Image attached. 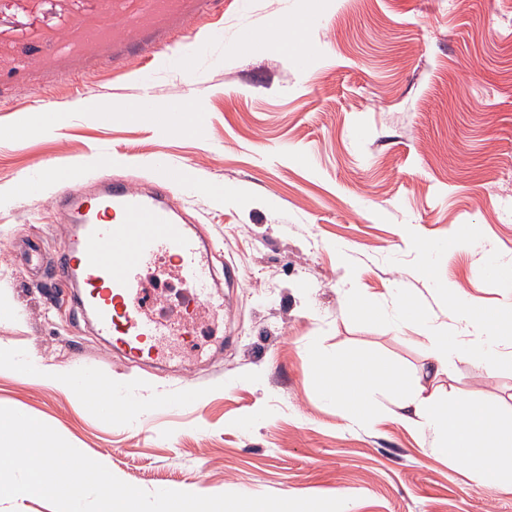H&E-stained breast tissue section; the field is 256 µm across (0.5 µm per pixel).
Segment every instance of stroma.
I'll use <instances>...</instances> for the list:
<instances>
[{
	"instance_id": "obj_1",
	"label": "stroma",
	"mask_w": 512,
	"mask_h": 512,
	"mask_svg": "<svg viewBox=\"0 0 512 512\" xmlns=\"http://www.w3.org/2000/svg\"><path fill=\"white\" fill-rule=\"evenodd\" d=\"M284 14L296 33L267 39ZM320 17L317 27L304 20ZM112 0H0V407L45 422L119 479L154 492L347 499L348 512H512V487L489 486L475 464L432 454L431 432L403 424L380 396L367 422L324 396L313 345L390 360L439 396L512 413V367L453 320L423 278L420 246L471 227L469 247L440 257L438 278L465 302L496 310L512 287V0H193L149 36L193 24L208 42L197 69L176 56L112 65V43L74 51L107 26ZM260 34L238 53L240 28ZM309 47L315 58L300 66ZM150 83L155 102L193 89L184 130L165 133L129 113ZM112 105L110 122L98 106ZM58 114L44 125L40 108ZM28 122L20 136L16 127ZM141 183L156 156L188 181L173 193L215 245L224 319L200 325V357L155 369L112 354L65 286L43 272L63 245L50 196L71 168ZM43 192L15 198L20 178ZM215 183L224 197L210 195ZM411 226L415 243L402 235ZM41 247L28 262V241ZM145 286L178 317L188 288L162 268ZM460 337L468 355L437 371L418 322L395 316L399 292ZM75 382L111 384L148 414L104 418L77 393L26 379L31 357Z\"/></svg>"
}]
</instances>
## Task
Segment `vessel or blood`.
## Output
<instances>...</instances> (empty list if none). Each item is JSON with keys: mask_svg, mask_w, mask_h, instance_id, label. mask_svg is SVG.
<instances>
[{"mask_svg": "<svg viewBox=\"0 0 512 512\" xmlns=\"http://www.w3.org/2000/svg\"><path fill=\"white\" fill-rule=\"evenodd\" d=\"M127 2L112 0L113 39L135 38L147 18L172 11L178 0H138L134 10ZM137 109L150 126L170 130L177 124L176 113L154 110L150 94L141 95ZM172 185L173 167L161 159L148 187L116 178L87 196L73 195L66 185L53 197L70 230L51 280L76 287L78 305L92 316L98 335L111 337L113 350L133 362H167L166 337H177L188 347L197 334L192 321L156 316L142 286L147 268L167 262L172 273L189 283L187 308L223 306L212 291V246L199 226L180 221Z\"/></svg>", "mask_w": 512, "mask_h": 512, "instance_id": "vessel-or-blood-1", "label": "vessel or blood"}]
</instances>
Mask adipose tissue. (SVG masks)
I'll return each mask as SVG.
<instances>
[{
    "mask_svg": "<svg viewBox=\"0 0 512 512\" xmlns=\"http://www.w3.org/2000/svg\"><path fill=\"white\" fill-rule=\"evenodd\" d=\"M455 319L477 326L497 361L512 363V301L494 315L475 317L466 308ZM317 374L325 395L342 402L351 421L368 420L379 394L397 391L401 418L430 430L434 451L475 463L488 484L512 485V415L492 410L478 400L426 392L424 386L392 363L366 353H347L320 360Z\"/></svg>",
    "mask_w": 512,
    "mask_h": 512,
    "instance_id": "ef3b65f1",
    "label": "adipose tissue"
}]
</instances>
